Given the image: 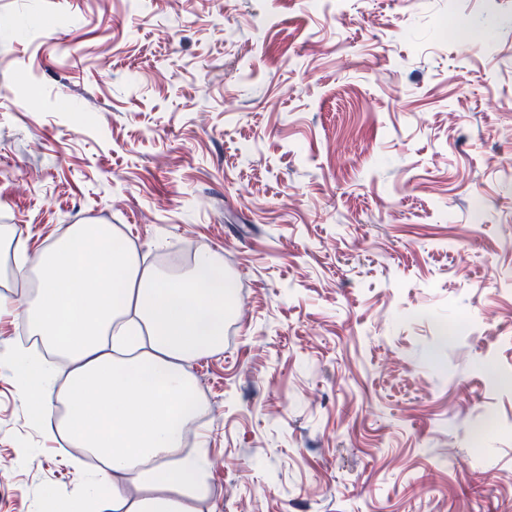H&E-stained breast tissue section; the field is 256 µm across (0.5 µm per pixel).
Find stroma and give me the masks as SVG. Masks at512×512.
Here are the masks:
<instances>
[{"mask_svg": "<svg viewBox=\"0 0 512 512\" xmlns=\"http://www.w3.org/2000/svg\"><path fill=\"white\" fill-rule=\"evenodd\" d=\"M234 275L190 512H512V0H0V225ZM0 318V512L80 494Z\"/></svg>", "mask_w": 512, "mask_h": 512, "instance_id": "1", "label": "stroma"}]
</instances>
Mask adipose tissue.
<instances>
[{
    "instance_id": "obj_1",
    "label": "adipose tissue",
    "mask_w": 512,
    "mask_h": 512,
    "mask_svg": "<svg viewBox=\"0 0 512 512\" xmlns=\"http://www.w3.org/2000/svg\"><path fill=\"white\" fill-rule=\"evenodd\" d=\"M17 228L0 226V284L26 272L27 302L0 294V314L71 366L54 392L41 360L21 356L18 376L38 425L95 456L78 498L51 512H187L206 488L203 452H185L203 403L190 364L224 344L233 284L224 258L201 249L183 272L140 261L109 224H73L27 265ZM121 482H110V474Z\"/></svg>"
}]
</instances>
